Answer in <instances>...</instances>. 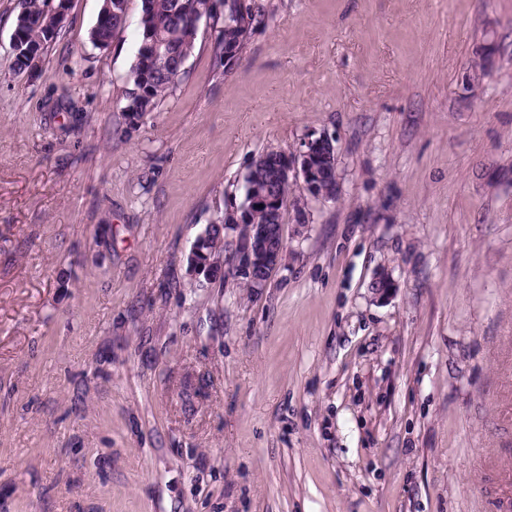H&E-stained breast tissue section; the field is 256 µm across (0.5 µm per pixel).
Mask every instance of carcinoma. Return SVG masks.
Wrapping results in <instances>:
<instances>
[{"label":"carcinoma","mask_w":512,"mask_h":512,"mask_svg":"<svg viewBox=\"0 0 512 512\" xmlns=\"http://www.w3.org/2000/svg\"><path fill=\"white\" fill-rule=\"evenodd\" d=\"M32 19L29 37L38 38V22L47 23L56 0H21ZM128 0H111V18L96 20L91 36L110 42L126 21ZM218 24L214 39L217 64L230 70L261 22L255 0H142L140 38L131 68L132 88L122 107L125 125L138 114L153 112L180 73L178 60L189 58L196 46L194 20Z\"/></svg>","instance_id":"carcinoma-1"}]
</instances>
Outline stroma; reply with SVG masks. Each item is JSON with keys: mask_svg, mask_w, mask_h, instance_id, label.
<instances>
[{"mask_svg": "<svg viewBox=\"0 0 512 512\" xmlns=\"http://www.w3.org/2000/svg\"><path fill=\"white\" fill-rule=\"evenodd\" d=\"M256 2L124 136L141 0L22 74L0 0V512H512V0ZM320 134L339 195L293 185L267 282L190 277ZM103 5L99 11V18L96 20L95 26L91 31V37L104 41L97 43V48L100 50H106L110 47V44L106 42H112L116 34L122 29L126 21L127 14V2L128 0H111L112 5V16L108 19V3L110 0H102ZM496 52L497 47L494 42H486L477 47L470 69L465 75L467 83L479 81L488 73ZM205 234H200L191 246L188 254V273L190 276L204 275L207 280H218L224 278V265L222 261L212 256L215 250L212 249V253L205 251L203 246L205 241ZM220 279V280H221Z\"/></svg>", "mask_w": 512, "mask_h": 512, "instance_id": "obj_1", "label": "stroma"}]
</instances>
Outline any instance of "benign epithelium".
I'll return each mask as SVG.
<instances>
[{
  "label": "benign epithelium",
  "instance_id": "obj_1",
  "mask_svg": "<svg viewBox=\"0 0 512 512\" xmlns=\"http://www.w3.org/2000/svg\"><path fill=\"white\" fill-rule=\"evenodd\" d=\"M69 0H58L53 8L51 20L46 30V37L52 38L59 31L69 13ZM29 20L20 21L13 30L11 43L14 52L23 51L32 60L40 58L43 43L40 41L31 42L25 38V26ZM497 47L493 42H486L477 47L469 71L466 72L465 80L474 83L483 78L489 71L490 65L496 55ZM330 151L327 157L328 164L318 167L313 164L317 151L322 147ZM277 160L275 174L272 182L262 187H252L248 201L240 210L239 217L232 224L224 225V230H236L243 220L249 218L250 211L260 205L266 207L269 212V224L249 225V236L245 240H237L239 246L238 269L242 276L250 283L261 285L268 279L271 271L280 263L284 248V228L281 224L279 211L275 209V190L281 183H291L303 180L304 186L310 197L317 199L319 195L318 180L330 175L337 174V149L335 141L328 135L309 137L304 140L299 148L291 153L281 151H270L268 155ZM205 241L196 238L188 254V273L191 276L204 275L207 280H216L224 276V265L222 261L213 257L204 250ZM378 298L389 297L396 289V284L387 275L379 276L371 286Z\"/></svg>",
  "mask_w": 512,
  "mask_h": 512
}]
</instances>
